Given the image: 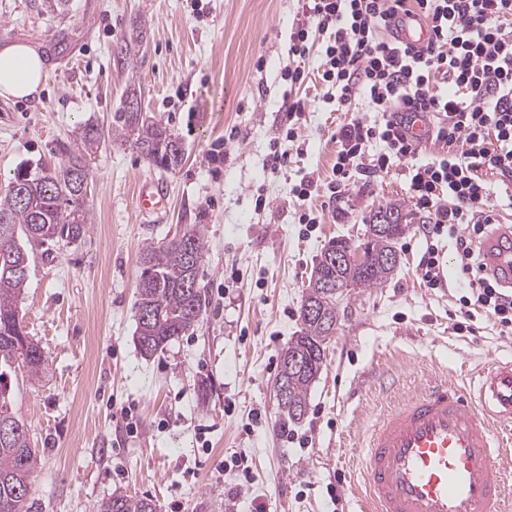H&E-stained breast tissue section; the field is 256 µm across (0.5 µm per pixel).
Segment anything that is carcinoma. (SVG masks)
Listing matches in <instances>:
<instances>
[{
    "label": "carcinoma",
    "instance_id": "carcinoma-1",
    "mask_svg": "<svg viewBox=\"0 0 512 512\" xmlns=\"http://www.w3.org/2000/svg\"><path fill=\"white\" fill-rule=\"evenodd\" d=\"M118 120L111 138L134 143L163 169L181 165L184 154L171 149L174 134L162 122L145 112L124 111ZM89 175L83 157L71 153L54 168L42 164L17 168L10 183L22 186L25 199L10 189L0 195V424L8 423L11 431V435L0 437V512H30L29 496L37 468L28 430L12 412L3 382L19 368L37 378L48 367L43 349L26 336L19 320L18 301L29 276V254L15 240L17 228L24 229L32 248L81 241L90 224L85 208ZM384 212L396 216V223L389 232L374 233L362 242L371 255L369 264L336 265L330 256L352 247L350 241L337 240L323 249L312 271L300 308L302 330L283 350L276 376V380L288 382V400L278 402L287 420L304 417L311 385L325 364L324 345L338 322L336 299L325 295V283L380 288L397 267L388 262V256L397 254L395 244L408 228L409 214L402 205L392 203L385 211L373 213L366 223H381ZM204 250L203 239L192 230L143 249L135 307L137 345L144 356L163 351L170 341L196 329L203 320L209 301L195 264L202 262ZM309 306L318 308V314L309 315ZM97 512H155V505L148 498L114 494L98 505Z\"/></svg>",
    "mask_w": 512,
    "mask_h": 512
}]
</instances>
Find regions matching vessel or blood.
Returning <instances> with one entry per match:
<instances>
[{
    "mask_svg": "<svg viewBox=\"0 0 512 512\" xmlns=\"http://www.w3.org/2000/svg\"><path fill=\"white\" fill-rule=\"evenodd\" d=\"M426 26L401 18V41ZM489 267L512 285V232L483 244ZM361 512H512V357L427 382L399 398L357 450Z\"/></svg>",
    "mask_w": 512,
    "mask_h": 512,
    "instance_id": "1",
    "label": "vessel or blood"
}]
</instances>
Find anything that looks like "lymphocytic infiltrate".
I'll list each match as a JSON object with an SVG mask.
<instances>
[{"label": "lymphocytic infiltrate", "mask_w": 512, "mask_h": 512, "mask_svg": "<svg viewBox=\"0 0 512 512\" xmlns=\"http://www.w3.org/2000/svg\"><path fill=\"white\" fill-rule=\"evenodd\" d=\"M402 15L425 20L423 46L380 38ZM315 31L324 36L318 77L331 85V103L348 112L362 99L381 114L377 123L354 119L337 130L328 200L357 178L404 167L411 201L430 216L418 227L424 282L443 287L434 241L447 238L468 290L456 330H469L480 311L511 336L512 287L487 273L482 244L498 230L499 210L512 209V0H307L288 41L285 77L294 90L308 78ZM307 106L295 93L286 97L285 136L271 145V171L288 165ZM418 112L431 120L424 139L408 131ZM487 170L498 183L484 178Z\"/></svg>", "instance_id": "lymphocytic-infiltrate-1"}]
</instances>
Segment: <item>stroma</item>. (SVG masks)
Segmentation results:
<instances>
[{
	"instance_id": "1",
	"label": "stroma",
	"mask_w": 512,
	"mask_h": 512,
	"mask_svg": "<svg viewBox=\"0 0 512 512\" xmlns=\"http://www.w3.org/2000/svg\"><path fill=\"white\" fill-rule=\"evenodd\" d=\"M302 5L0 0V44L32 45L47 68L38 95L0 97V194L20 164L65 162L85 125L111 129L132 84L185 152L166 171L133 144L102 142L86 157L87 235L30 254L19 318L48 370L38 379L16 371L8 393L38 457L31 512H96L115 493L152 499L157 512H358L350 486L357 432L391 396L512 354V335L485 316H475V333L455 331L462 289L425 287L417 272L423 217L403 168L356 181L330 205L313 197L317 225L299 224L292 185L307 174L328 181L338 127L378 118L362 100L353 113L333 111L326 86L303 85L304 152L271 173L289 92L288 37ZM136 23L143 34L134 43ZM127 41L132 50L118 60L114 50ZM232 130L236 139L225 142ZM146 183L166 190L149 217L136 208ZM259 194L269 202L262 212L254 209ZM389 203L410 214L396 244L400 264L384 287L338 298L307 412L286 421L273 385L282 351L300 333L311 271L329 240L359 241L366 219ZM193 228L205 242L204 320L143 357L135 344L140 254ZM232 272L237 281L225 285ZM124 408L135 426L121 418Z\"/></svg>"
}]
</instances>
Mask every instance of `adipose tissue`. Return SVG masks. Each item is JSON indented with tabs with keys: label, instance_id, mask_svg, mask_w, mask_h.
<instances>
[{
	"label": "adipose tissue",
	"instance_id": "obj_1",
	"mask_svg": "<svg viewBox=\"0 0 512 512\" xmlns=\"http://www.w3.org/2000/svg\"><path fill=\"white\" fill-rule=\"evenodd\" d=\"M45 78L46 65L36 48L17 42L0 47V96H34Z\"/></svg>",
	"mask_w": 512,
	"mask_h": 512
}]
</instances>
